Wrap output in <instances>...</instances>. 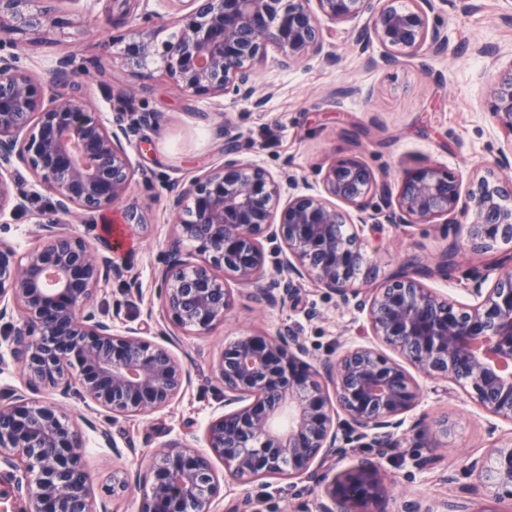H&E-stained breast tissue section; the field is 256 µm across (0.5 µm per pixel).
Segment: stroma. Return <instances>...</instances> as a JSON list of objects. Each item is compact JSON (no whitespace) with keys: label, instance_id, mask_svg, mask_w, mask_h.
<instances>
[{"label":"stroma","instance_id":"stroma-1","mask_svg":"<svg viewBox=\"0 0 512 512\" xmlns=\"http://www.w3.org/2000/svg\"><path fill=\"white\" fill-rule=\"evenodd\" d=\"M55 8L58 27L46 35L14 34L12 42L0 46V55H17L49 92L85 100L107 116L113 92L133 89V117L150 118L128 147L135 175L123 203L71 222L73 231L93 242L106 237V225L122 227L121 246L112 259L128 265L131 278L111 282L92 306L116 328L142 325L146 338L168 346L192 377L191 387L171 406L135 419H112L75 396L61 399L65 411L83 412L106 428L119 447L131 444L136 449L117 456L88 443L82 462L99 497L113 474L124 471L133 478L145 469L154 448L177 442L206 449L205 428L224 409V387L213 366L237 336L257 331L273 335L289 325L316 359L373 343L362 334L359 313L307 280L296 299L283 306L258 305L244 286H235L232 313L203 335H185L165 322L153 272L174 236L173 217L165 207L170 187L223 163L228 125L239 135V159L274 176L293 178L301 193H321L324 171L334 160L348 157L363 161L393 191L406 172L425 165L465 181L488 174L498 152L512 148V136L499 126L489 94L490 85L512 66V0H448L438 19L448 34L445 51L404 56L394 67L385 65V49L378 41L362 51L353 46L357 34L369 27V14L326 22L335 63L311 60L282 69L267 57L257 68V84L273 97L260 111L246 101L183 92L165 76L161 61L141 69L123 64L125 45L139 34L152 32L159 47L174 37L176 20L184 12L181 0H143L120 25L112 22L111 0H57ZM146 10L164 17L166 27H148L141 18ZM68 56L87 71L70 84L59 74ZM24 189L29 194L26 210L0 215V243L20 250L32 242L33 211L50 202L33 183H25ZM130 204L149 208L146 226L125 223L123 212ZM452 241L438 225H383L375 249L367 253L370 287H379L406 260L435 264ZM478 273L489 276L493 270L482 256L463 251L447 276L428 279L427 285L469 304L473 298L468 290ZM417 382L422 399L402 427L405 439L378 461L387 487L381 512H403L408 499L435 510L467 483L462 470L467 456L486 453L512 436V422L484 412L454 383L423 376ZM23 384L12 354L11 328L0 320V404L9 403L13 390ZM427 444L437 448L438 459L421 467L417 459ZM246 490L251 512H318L322 492L303 478L257 480L246 489L229 480L215 512H233Z\"/></svg>","mask_w":512,"mask_h":512}]
</instances>
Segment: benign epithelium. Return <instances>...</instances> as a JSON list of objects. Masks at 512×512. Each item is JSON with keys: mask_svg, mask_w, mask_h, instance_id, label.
Masks as SVG:
<instances>
[{"mask_svg": "<svg viewBox=\"0 0 512 512\" xmlns=\"http://www.w3.org/2000/svg\"><path fill=\"white\" fill-rule=\"evenodd\" d=\"M33 0H0V42L15 31L46 33L61 21ZM179 32L164 46V71L198 96L248 101L255 109V68L268 50L289 69L318 58L336 62L318 15L336 22L372 10L373 0H186ZM447 0H416L406 10L387 0L360 32L363 48L376 39L393 65L406 55L439 54L447 35L430 25V14ZM156 55L145 32L124 48L125 62L147 66ZM494 115L512 136V69L492 90ZM132 126L88 110L65 94L46 93L31 72L0 56V214L26 208L15 180L23 166L51 198L35 221V242L25 251L0 244V320L16 319L14 354L27 392L0 404V469L21 473L12 493L29 512H108L96 503L79 449L86 446L82 415L70 419L53 400L34 395L51 389L77 394L114 418L144 416L169 406L191 382L189 372L166 346L143 336L140 326L118 332L90 310L95 295L127 269L112 261V245L88 242L63 217L99 212L122 201L134 177L127 152ZM238 144L224 133V163L170 190L175 240L155 285L163 317L187 334H205L234 309L227 279L250 286L258 304L282 306L304 279L365 316L367 331L393 348L404 363L356 346L334 360L313 363L299 334L288 326L276 335L254 333L224 346L215 371L224 382V413L206 430L208 450L165 444L136 482L143 488L138 512H214L224 472L242 485L258 476L303 477L325 484L320 512H379L384 487L371 458L330 474V462L345 446L342 429L384 455L417 406L419 387L406 369L468 386L489 414L512 422V254L495 260L500 272L469 289L477 303L461 305L441 296L424 279L452 264V247L435 267H404L378 288H368L367 240L353 226L452 224L461 245L476 254L512 248V151L500 152V178L468 185L434 166L402 179L395 200L386 184L354 158L331 164L322 176L325 194H290L268 170L235 158ZM381 195L385 208L368 212ZM347 205L342 209L331 202ZM288 251L264 275L261 239ZM193 245L199 259L183 253ZM286 416L288 423L278 426ZM475 483L459 488L446 512H468L466 498L484 487L512 500V439L466 458Z\"/></svg>", "mask_w": 512, "mask_h": 512, "instance_id": "obj_1", "label": "benign epithelium"}]
</instances>
